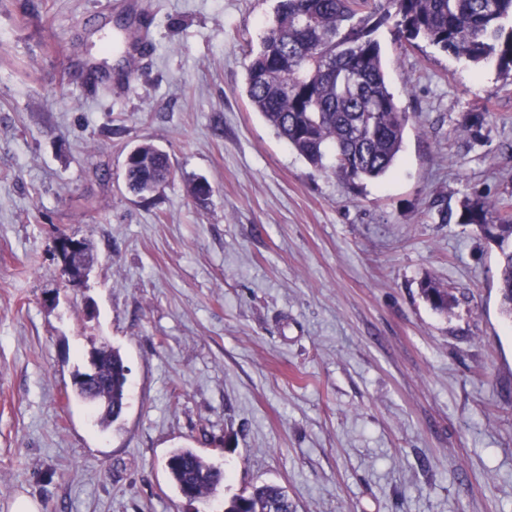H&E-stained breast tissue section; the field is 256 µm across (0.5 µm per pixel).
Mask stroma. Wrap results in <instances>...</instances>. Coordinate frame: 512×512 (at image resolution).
<instances>
[{
	"label": "stroma",
	"mask_w": 512,
	"mask_h": 512,
	"mask_svg": "<svg viewBox=\"0 0 512 512\" xmlns=\"http://www.w3.org/2000/svg\"><path fill=\"white\" fill-rule=\"evenodd\" d=\"M143 2L150 56L93 85L127 65L115 0H0V512H224L263 483L296 512H512L499 250L457 219L512 203V81L382 26L410 121L394 169L353 187L246 97L277 0ZM144 141L173 172L140 198L122 164ZM62 233L91 247L83 287ZM103 339L129 369L107 428L68 397ZM180 446L224 471L204 501L169 481ZM81 240L69 236H60L57 239L58 253L63 261V271L68 277L71 286L80 285L85 279L86 269L83 264H78L76 259L81 256L83 249ZM422 293L431 306L440 313H448L451 305V297L447 288H442L432 280H427L422 285Z\"/></svg>",
	"instance_id": "obj_1"
}]
</instances>
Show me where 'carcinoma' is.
I'll use <instances>...</instances> for the list:
<instances>
[{
    "label": "carcinoma",
    "mask_w": 512,
    "mask_h": 512,
    "mask_svg": "<svg viewBox=\"0 0 512 512\" xmlns=\"http://www.w3.org/2000/svg\"><path fill=\"white\" fill-rule=\"evenodd\" d=\"M393 21L395 36L423 38L446 52L480 63L491 57L512 72V0H278L274 16L251 52L246 96L279 138L310 165L348 184L384 177L403 149L409 114L391 91L377 30ZM126 183L137 195L157 191L171 175L168 155L150 143L135 147ZM461 221L477 225L499 247L502 312L512 319V204H464ZM422 293L448 312V289L431 280ZM100 424L126 408L127 366L120 351L99 349ZM174 487L197 499L215 493L224 472L191 448L174 449L166 462ZM224 512H295L287 491L264 484L230 499Z\"/></svg>",
    "instance_id": "obj_1"
}]
</instances>
